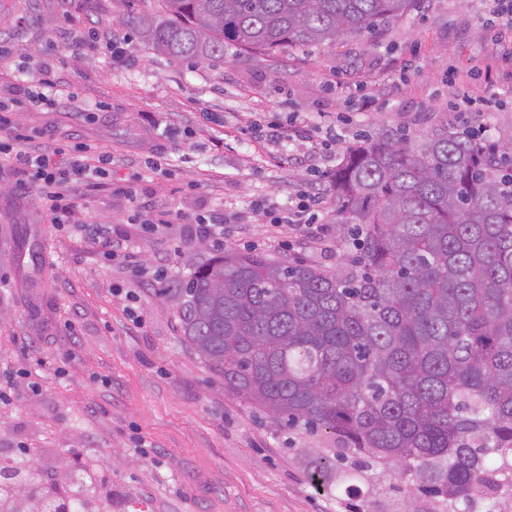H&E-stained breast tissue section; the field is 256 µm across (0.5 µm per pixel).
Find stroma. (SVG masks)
Masks as SVG:
<instances>
[{
    "label": "stroma",
    "instance_id": "1",
    "mask_svg": "<svg viewBox=\"0 0 512 512\" xmlns=\"http://www.w3.org/2000/svg\"><path fill=\"white\" fill-rule=\"evenodd\" d=\"M153 0H0V37L13 36L0 59V97L50 74L74 92L70 104L28 105L17 134L44 142H83L112 153L106 187L78 199L75 224L103 222L137 245L147 269L167 267L168 290L105 257L73 227L52 224L36 191L20 192L18 173L0 167V459L24 446L34 481L62 483L89 470L93 512H345L350 498L327 475L309 483L331 438L288 428L224 390L184 343L179 287L216 251L195 217L226 215L250 227L233 253H258L324 270L348 264L349 227L336 221L329 176L361 136L384 128L420 132L441 117L483 126L491 141L512 137V65L492 75L484 0H424L407 17L333 47L282 51L272 59L226 49L220 61L192 63L146 48L131 20ZM103 24L128 35L133 66L117 69L102 50L53 48L59 28L88 35ZM471 98L467 113L457 92ZM336 133L318 171L287 160L308 154L296 136L269 143L254 124L292 115ZM163 154L170 175L146 170ZM318 183L325 243L282 251L267 240L265 197ZM185 222L149 240L126 188Z\"/></svg>",
    "mask_w": 512,
    "mask_h": 512
}]
</instances>
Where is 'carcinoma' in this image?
<instances>
[{
  "mask_svg": "<svg viewBox=\"0 0 512 512\" xmlns=\"http://www.w3.org/2000/svg\"><path fill=\"white\" fill-rule=\"evenodd\" d=\"M419 0H158L136 26L149 49L216 61L331 47ZM512 138L482 143L443 119L385 128L333 174L336 223L359 249L332 272L254 253L198 266L176 289L186 345L224 391L334 440L355 487L388 475L438 512L512 498ZM0 467V512H81Z\"/></svg>",
  "mask_w": 512,
  "mask_h": 512,
  "instance_id": "1",
  "label": "carcinoma"
}]
</instances>
